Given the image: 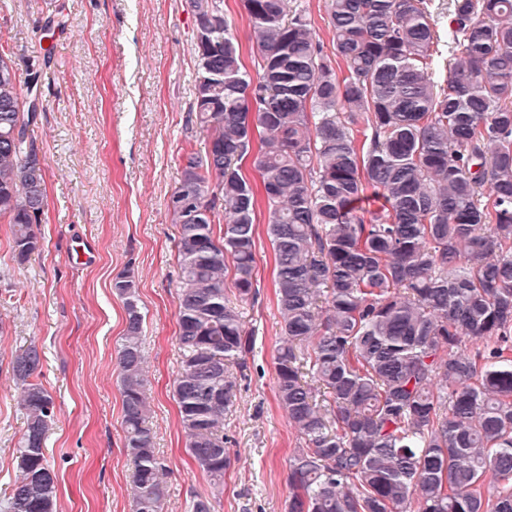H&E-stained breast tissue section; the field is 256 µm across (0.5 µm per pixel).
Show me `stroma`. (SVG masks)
<instances>
[{
    "mask_svg": "<svg viewBox=\"0 0 512 512\" xmlns=\"http://www.w3.org/2000/svg\"><path fill=\"white\" fill-rule=\"evenodd\" d=\"M189 0H0V43L20 74L37 69L45 110L30 132L45 167L42 249L17 264L0 220V498L18 473L23 418L10 361L38 343L56 416L46 454L57 512H133L123 447L117 348L125 325L112 283L133 269L145 320L148 393L165 460V512L210 490L185 449L173 381L178 228L167 211L182 149L205 152L193 112L196 55ZM273 250L257 241L259 296L245 305L255 346L224 422L231 465L215 512H283L297 434L279 407L280 318Z\"/></svg>",
    "mask_w": 512,
    "mask_h": 512,
    "instance_id": "1",
    "label": "stroma"
}]
</instances>
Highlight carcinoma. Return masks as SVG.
I'll return each instance as SVG.
<instances>
[{"label": "carcinoma", "instance_id": "1", "mask_svg": "<svg viewBox=\"0 0 512 512\" xmlns=\"http://www.w3.org/2000/svg\"><path fill=\"white\" fill-rule=\"evenodd\" d=\"M251 74L223 0H190L196 122L168 204L179 229L174 379L186 450L214 512L224 415L254 332L260 204L281 323L275 392L297 432L285 512H512V0H325L333 52L288 0H241ZM30 83L0 45V219L22 265L42 248L45 168ZM259 180L242 170L246 160ZM222 210H216V206ZM224 220L222 236L213 225ZM134 512H163L138 284L115 278ZM44 351L13 355L24 430L3 512H56Z\"/></svg>", "mask_w": 512, "mask_h": 512}]
</instances>
